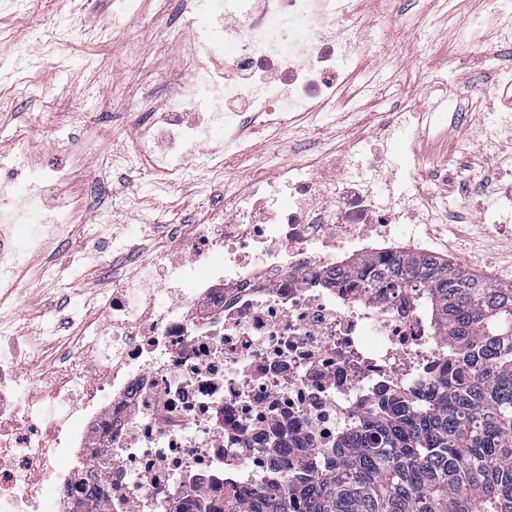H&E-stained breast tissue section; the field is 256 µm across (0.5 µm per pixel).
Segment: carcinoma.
<instances>
[{
    "mask_svg": "<svg viewBox=\"0 0 512 512\" xmlns=\"http://www.w3.org/2000/svg\"><path fill=\"white\" fill-rule=\"evenodd\" d=\"M359 287L416 296L451 349L429 391L393 394L302 460L281 496L210 512H512V283L435 256L348 258Z\"/></svg>",
    "mask_w": 512,
    "mask_h": 512,
    "instance_id": "obj_1",
    "label": "carcinoma"
}]
</instances>
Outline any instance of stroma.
<instances>
[{"label": "stroma", "instance_id": "stroma-1", "mask_svg": "<svg viewBox=\"0 0 512 512\" xmlns=\"http://www.w3.org/2000/svg\"><path fill=\"white\" fill-rule=\"evenodd\" d=\"M159 0H136L121 10L119 0H37L27 7L0 0V156L21 162L9 133L29 129L31 152L43 164H68L91 181L80 223L68 244L46 241L26 251L27 269L20 294L0 308V331L17 337L23 351H36L52 364L69 323L93 318L113 281L121 279L132 246L151 255L155 239L192 211L201 184H208L213 207L222 204L225 180L243 181L246 162L231 163L226 173H200L197 179L169 185L149 167L135 173L109 167V154L143 149L147 119L136 101L161 106L163 86L148 87V67L176 72L183 65L178 45L156 39L153 27L165 26ZM370 21L371 47L361 60L357 82L369 86L357 105L361 124L343 109L319 113L290 128L288 156L301 158L314 144L342 147L356 135L371 136L383 118L396 117L390 151L400 159L395 187H412L408 171L423 164V186L431 197L447 198L457 218L448 236L449 260L480 275L512 265V237L480 223L490 200L479 189L482 175L512 166V129L502 130L488 148L484 130L499 100L482 112L468 109L472 91L493 82L498 71L512 69V45L498 42L494 15H512V0H396L394 13L377 14L372 0L363 4ZM481 42L464 44L468 31ZM495 45L491 61L485 46ZM429 71L456 93L443 123L416 121L401 104H427ZM80 109L84 126L75 127L47 103Z\"/></svg>", "mask_w": 512, "mask_h": 512}]
</instances>
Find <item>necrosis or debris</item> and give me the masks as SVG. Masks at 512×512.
<instances>
[{
  "label": "necrosis or debris",
  "mask_w": 512,
  "mask_h": 512,
  "mask_svg": "<svg viewBox=\"0 0 512 512\" xmlns=\"http://www.w3.org/2000/svg\"><path fill=\"white\" fill-rule=\"evenodd\" d=\"M194 23L186 11L158 31L184 41L186 65L142 132L173 181L249 156L251 133L335 103L368 42L358 0H224L215 27ZM207 92L224 144L201 152L181 117ZM391 126L294 163H253L245 182L225 184L222 211L173 225L170 302L154 287L159 263L136 260L102 321L63 339L52 367L0 343V512H205L260 484L278 494L305 449L334 446L390 393L431 387L448 345L414 298L358 300L333 274L344 252L382 260L402 239L428 252L423 225L451 216L423 192L379 191ZM28 173L31 227L14 206L19 172L0 161V298L18 291L20 248L66 236L84 193L68 167L35 161Z\"/></svg>",
  "instance_id": "1"
}]
</instances>
